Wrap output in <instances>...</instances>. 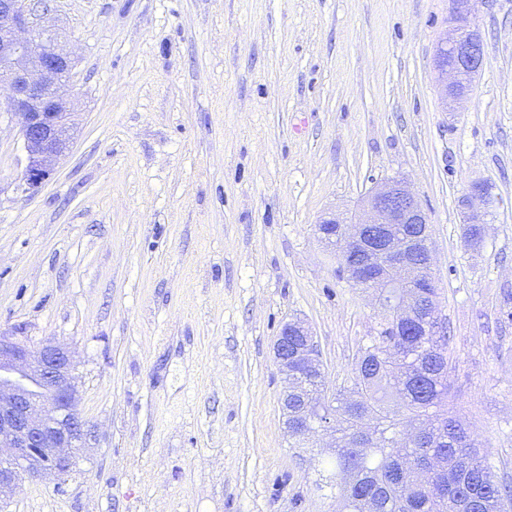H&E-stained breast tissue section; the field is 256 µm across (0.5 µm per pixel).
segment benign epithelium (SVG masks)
I'll list each match as a JSON object with an SVG mask.
<instances>
[{
    "label": "benign epithelium",
    "mask_w": 512,
    "mask_h": 512,
    "mask_svg": "<svg viewBox=\"0 0 512 512\" xmlns=\"http://www.w3.org/2000/svg\"><path fill=\"white\" fill-rule=\"evenodd\" d=\"M451 34L443 37L435 54L443 102H457L465 94L466 79L483 65V45L467 21L477 0H450ZM42 0H0V87L8 90L6 108L23 140L25 166L19 188L35 193L50 177L58 159L69 149L74 123L69 101L58 93L72 81L73 62L58 48L55 34L36 23ZM488 186L481 182L460 201L468 224H486ZM348 220L334 211L316 225L327 241L326 224H343V239L361 260L357 274L374 266L397 267L406 287L415 288L428 272L409 261L416 248L431 251L428 217L403 181L391 178L369 191L364 212ZM301 336V356L310 367L324 371L317 341L301 320L285 323L274 344L276 362L288 375V337ZM70 350L57 342L37 346L0 332V501L24 478L48 474L61 477L75 464V450L91 438L79 416L80 400Z\"/></svg>",
    "instance_id": "1"
}]
</instances>
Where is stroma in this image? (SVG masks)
<instances>
[{
  "instance_id": "1",
  "label": "stroma",
  "mask_w": 512,
  "mask_h": 512,
  "mask_svg": "<svg viewBox=\"0 0 512 512\" xmlns=\"http://www.w3.org/2000/svg\"><path fill=\"white\" fill-rule=\"evenodd\" d=\"M449 0H50L75 141L32 195L0 94V330L71 347L93 437L7 512H340L321 434L289 438L281 326L327 392L381 318L315 232L403 179L424 208L451 404L512 485V0L470 19L484 60L446 110ZM493 198L480 247L458 205Z\"/></svg>"
}]
</instances>
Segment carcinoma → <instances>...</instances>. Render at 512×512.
<instances>
[{"label": "carcinoma", "instance_id": "carcinoma-1", "mask_svg": "<svg viewBox=\"0 0 512 512\" xmlns=\"http://www.w3.org/2000/svg\"><path fill=\"white\" fill-rule=\"evenodd\" d=\"M386 308L362 348L351 387L333 404L318 396L325 379L308 378L305 408L288 405V422L336 416V474L345 512H512V488L499 484L468 428L448 410L449 337L417 322L384 331L405 288L396 269L384 274Z\"/></svg>", "mask_w": 512, "mask_h": 512}]
</instances>
